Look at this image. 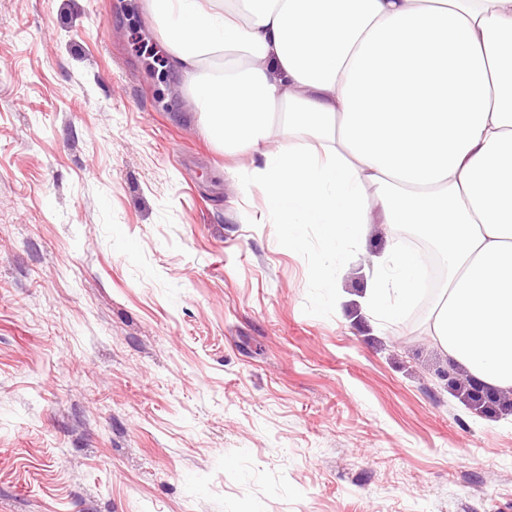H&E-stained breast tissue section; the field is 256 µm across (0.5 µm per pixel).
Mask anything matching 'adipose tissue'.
<instances>
[{
  "mask_svg": "<svg viewBox=\"0 0 512 512\" xmlns=\"http://www.w3.org/2000/svg\"><path fill=\"white\" fill-rule=\"evenodd\" d=\"M243 195L292 242L414 228L446 262L429 333L512 391V0H145ZM379 322L419 300L417 254L373 259Z\"/></svg>",
  "mask_w": 512,
  "mask_h": 512,
  "instance_id": "ef3b65f1",
  "label": "adipose tissue"
}]
</instances>
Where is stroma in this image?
Returning a JSON list of instances; mask_svg holds the SVG:
<instances>
[{
  "label": "stroma",
  "mask_w": 512,
  "mask_h": 512,
  "mask_svg": "<svg viewBox=\"0 0 512 512\" xmlns=\"http://www.w3.org/2000/svg\"><path fill=\"white\" fill-rule=\"evenodd\" d=\"M166 54L144 0H0V512H512V405L359 302L397 230L313 278Z\"/></svg>",
  "instance_id": "stroma-1"
}]
</instances>
